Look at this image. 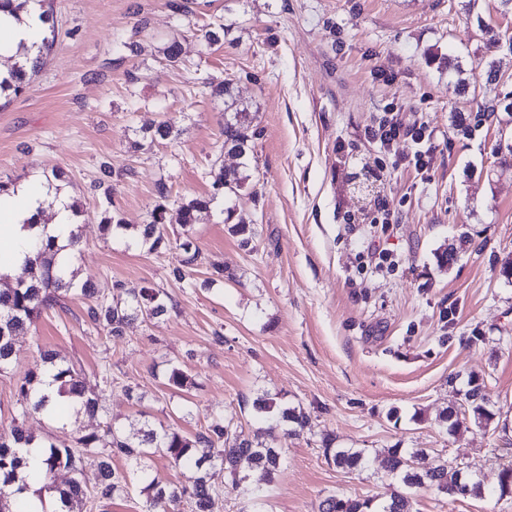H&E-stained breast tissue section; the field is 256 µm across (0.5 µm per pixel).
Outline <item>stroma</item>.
<instances>
[{"mask_svg": "<svg viewBox=\"0 0 512 512\" xmlns=\"http://www.w3.org/2000/svg\"><path fill=\"white\" fill-rule=\"evenodd\" d=\"M56 0L57 37L25 90L0 107V180L11 184L61 169L83 215L76 227L80 278L96 295L44 311L15 343L11 373L0 375V427L8 426L18 381L35 346L81 364L102 415L55 420L34 413L36 436L69 444L112 417L126 431L145 422L184 435L203 430L216 411L247 434L265 430L254 400L270 394L310 414L313 428L280 439L282 466L266 512H318L337 494L366 498L389 482L388 449L421 448L496 482L512 462V283L499 274L512 259V168L494 104L512 93V49L488 54L490 33L512 37V10L500 0ZM225 26L223 49L197 36ZM181 60L163 53L171 40ZM118 40L136 52H116ZM495 58L508 83L488 82ZM227 81L255 130L250 178L239 195L218 198L191 235L201 251L185 279L173 270L174 246L127 247L100 224L103 165H111V210L123 223H147L158 184L172 199L211 193L207 175L222 152ZM427 121L432 162L416 171V144L380 149L366 129L389 105ZM461 117L470 128L460 134ZM170 121L178 132L151 141L142 129ZM377 192L352 194L362 168ZM397 222L376 224L378 204ZM243 222L249 246L228 230ZM468 250L438 269L436 250L459 233ZM391 257L377 270L368 245ZM224 280L209 282L210 262ZM144 285L174 301L169 315L133 321L122 337L97 328L87 310L99 297ZM198 386L168 383L171 367ZM113 377L103 386V372ZM479 380L496 413L484 427L454 436L436 421L460 407L464 379ZM365 449V468L346 472L326 460L321 436ZM213 512H250L255 485L219 476ZM415 512H512V498L448 499L418 491Z\"/></svg>", "mask_w": 512, "mask_h": 512, "instance_id": "1", "label": "stroma"}]
</instances>
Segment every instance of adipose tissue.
<instances>
[{"instance_id":"ef3b65f1","label":"adipose tissue","mask_w":512,"mask_h":512,"mask_svg":"<svg viewBox=\"0 0 512 512\" xmlns=\"http://www.w3.org/2000/svg\"><path fill=\"white\" fill-rule=\"evenodd\" d=\"M48 28L40 11L20 20L0 12V47L14 50L32 46L41 41ZM72 203V194L49 186L39 174L0 196V276L24 269L35 240L52 236L58 243H67L78 224Z\"/></svg>"}]
</instances>
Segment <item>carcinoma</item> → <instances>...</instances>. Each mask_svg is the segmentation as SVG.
<instances>
[{"label": "carcinoma", "mask_w": 512, "mask_h": 512, "mask_svg": "<svg viewBox=\"0 0 512 512\" xmlns=\"http://www.w3.org/2000/svg\"><path fill=\"white\" fill-rule=\"evenodd\" d=\"M201 39L210 48L224 46V24L219 23L201 33ZM49 40L43 39L38 54L31 65L15 63L10 72L15 83L8 85L17 94L24 88L28 75L44 63V50ZM213 94L224 97V106L233 112V117L224 120V147L243 160L241 167L226 168L224 162L214 161L207 175L212 180L213 193L198 196L178 205L177 223L186 228L183 238L176 243V249L183 253L180 266L173 271L179 279L185 277L184 268L194 264L200 257L187 228L209 212L218 195L239 193L249 180V175L240 171L247 166L245 160L251 151L255 132L250 130L247 108L239 106L231 94L230 84L220 83L213 87ZM159 200L151 212V221L141 226L132 236L135 246L157 249L164 242L163 226L167 223L171 201L167 187L160 185ZM467 243L466 236H460L459 245L450 244L436 252L439 268L454 263L460 247ZM72 252L61 254L62 248L52 240L35 246V257L29 260V279H20L15 285L0 288V375L11 370L15 356V340L28 331L42 311L62 303L70 296H86L95 292L90 280H79L72 269L81 251L80 236L72 234ZM173 308L172 298L159 288L143 286L132 288L112 300L101 299L87 310L90 321L109 336L120 337L125 326L138 317L155 319L166 315ZM51 374L57 385L56 394L69 399L77 414L95 416L100 406L95 392L87 389L83 370L73 362L58 359L57 353L37 347V357L20 380L17 389L16 415L11 424L0 430V512H30L25 502H10V498L28 489L20 481L18 471L24 465L22 448L32 444L35 437L26 429L25 419L33 412L50 410L51 397L37 390L45 374ZM169 385L188 391L196 386L195 380L182 369L174 366L168 376ZM465 400L471 421L477 425H488L496 413L482 393V387L475 380L467 381ZM255 413L271 422V428H279L287 438L312 431L310 415L296 406L282 405L265 394L253 402ZM448 434L457 433L464 424L457 412L448 409L439 415ZM325 458L343 469H357L366 463L365 450L333 447L334 438L322 436ZM160 453L174 467L192 473L191 483H163L153 476L145 460ZM86 454L100 457L97 483L92 493H87L82 484V459ZM282 449L272 446L259 438H249L235 426L233 418L217 414L204 430L188 437L165 427L146 425V428L128 433L112 421L105 422L101 432H93L76 438L74 445L49 443L44 449V458L37 476L45 481V487L56 494V512H82L87 500L105 506L127 488L138 485L146 495V512H183L188 506L190 512H212L214 495L217 492V477L225 473L232 478L251 479L255 482L259 501H264L266 487L273 482L281 465ZM124 457L131 462L130 472L118 474L112 468V457ZM419 449L391 448L384 456L382 467L392 480V490L381 498H352L329 495L318 506V512H414L413 492L432 489L450 498H484L486 494L483 479L468 476L448 460L440 458L436 464L424 471L415 466ZM65 471L70 474L61 486L54 477ZM492 493L498 498L509 495L512 498V464L501 467L496 486Z\"/></svg>", "instance_id": "1"}]
</instances>
